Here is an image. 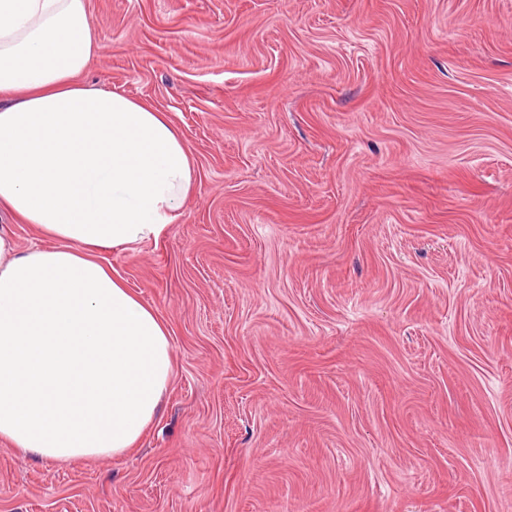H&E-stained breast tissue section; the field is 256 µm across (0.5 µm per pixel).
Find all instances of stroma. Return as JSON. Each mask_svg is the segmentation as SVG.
Listing matches in <instances>:
<instances>
[{"instance_id": "1", "label": "stroma", "mask_w": 512, "mask_h": 512, "mask_svg": "<svg viewBox=\"0 0 512 512\" xmlns=\"http://www.w3.org/2000/svg\"><path fill=\"white\" fill-rule=\"evenodd\" d=\"M84 82L196 181L101 253L174 376L121 457L0 439V512H512V0H89Z\"/></svg>"}]
</instances>
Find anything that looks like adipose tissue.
Masks as SVG:
<instances>
[{
    "mask_svg": "<svg viewBox=\"0 0 512 512\" xmlns=\"http://www.w3.org/2000/svg\"><path fill=\"white\" fill-rule=\"evenodd\" d=\"M87 0H0V439L56 462L135 448L174 371L158 313L101 252L158 241L195 183L164 115L80 82Z\"/></svg>",
    "mask_w": 512,
    "mask_h": 512,
    "instance_id": "obj_1",
    "label": "adipose tissue"
}]
</instances>
